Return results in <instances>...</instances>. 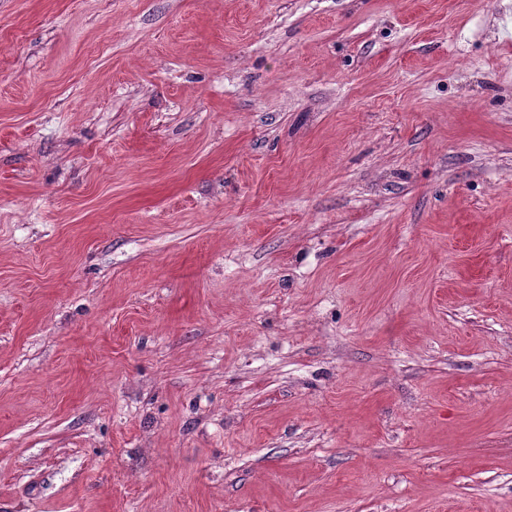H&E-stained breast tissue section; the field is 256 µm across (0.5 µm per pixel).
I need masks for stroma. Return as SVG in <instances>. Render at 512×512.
Returning a JSON list of instances; mask_svg holds the SVG:
<instances>
[{
    "mask_svg": "<svg viewBox=\"0 0 512 512\" xmlns=\"http://www.w3.org/2000/svg\"><path fill=\"white\" fill-rule=\"evenodd\" d=\"M0 512H512V0H0Z\"/></svg>",
    "mask_w": 512,
    "mask_h": 512,
    "instance_id": "1",
    "label": "stroma"
}]
</instances>
